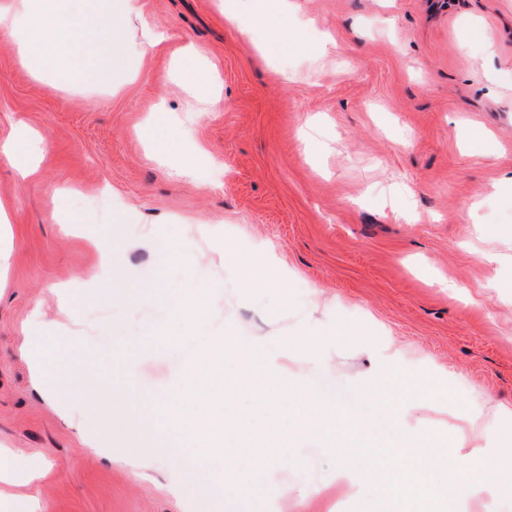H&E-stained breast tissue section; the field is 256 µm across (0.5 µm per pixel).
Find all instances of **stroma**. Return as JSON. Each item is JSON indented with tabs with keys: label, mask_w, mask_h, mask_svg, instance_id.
Listing matches in <instances>:
<instances>
[{
	"label": "stroma",
	"mask_w": 512,
	"mask_h": 512,
	"mask_svg": "<svg viewBox=\"0 0 512 512\" xmlns=\"http://www.w3.org/2000/svg\"><path fill=\"white\" fill-rule=\"evenodd\" d=\"M226 0H138L127 25L130 67L119 93L33 76L0 34V146L39 132L37 178L22 182L0 155L12 248L0 273V447L42 479L15 486L38 512H195L199 488L162 456L132 464L129 430L111 405L72 382L95 364V387L123 385L177 406V378L195 367L192 336H276L297 378L349 400L379 353L448 381L458 457H493L488 494L467 512H512V0H285L283 41L258 51L224 17ZM163 34L150 47L153 34ZM216 71L222 98L194 100L183 47ZM193 161L176 174L166 150ZM110 203L79 207L100 183ZM208 229L200 237L195 225ZM111 237L117 266L98 274L90 237ZM186 244L193 268L159 244ZM224 242L211 250L208 239ZM273 247L282 278L258 287L248 268ZM235 265L242 275L224 281ZM223 288H216V281ZM171 292L112 301L113 288ZM75 303L81 349L67 359L37 337ZM315 326L326 353L303 363L297 338ZM226 417L256 438L209 479L223 512H245L241 484L288 485L282 512H353L369 479L338 493L346 439L292 441L325 412L248 379L225 381Z\"/></svg>",
	"instance_id": "obj_1"
}]
</instances>
